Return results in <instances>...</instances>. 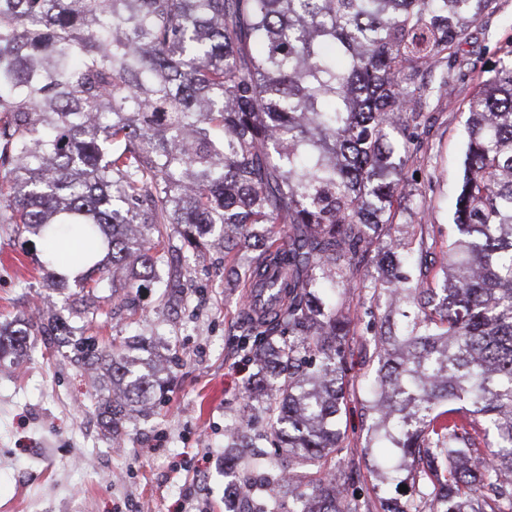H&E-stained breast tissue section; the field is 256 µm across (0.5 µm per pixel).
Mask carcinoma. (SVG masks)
<instances>
[{"label":"carcinoma","mask_w":512,"mask_h":512,"mask_svg":"<svg viewBox=\"0 0 512 512\" xmlns=\"http://www.w3.org/2000/svg\"><path fill=\"white\" fill-rule=\"evenodd\" d=\"M490 2L0 0V224L106 252L77 258L69 317L0 324V361L75 335L70 318L96 320L107 291L119 309L152 284L180 300L172 233L198 253L218 239L240 254L235 277L270 297L244 318L259 373L224 430V467L269 444L253 463L277 479L251 485L253 512H361L332 475L354 318L324 290L375 252L392 286L368 408L395 459L376 472H407L420 497L384 512H512V44L467 104L440 287L390 233L413 130ZM81 354L112 370L95 407L120 439L159 363L144 340ZM327 464L320 481L297 475Z\"/></svg>","instance_id":"1"}]
</instances>
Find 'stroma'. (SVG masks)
Segmentation results:
<instances>
[{
    "label": "stroma",
    "mask_w": 512,
    "mask_h": 512,
    "mask_svg": "<svg viewBox=\"0 0 512 512\" xmlns=\"http://www.w3.org/2000/svg\"><path fill=\"white\" fill-rule=\"evenodd\" d=\"M510 40L512 0H491L460 48L464 65L448 69L452 100L432 102V118L419 128L423 145L405 163L392 233L413 242L433 235L438 245L428 266L440 265L453 235L467 102ZM38 257L11 225L0 224V322L36 319L69 305L70 290L46 287ZM224 266L221 243L202 257L182 249L183 301L176 309L164 305L159 288H144L135 315L114 311L108 301L103 316L86 326L102 350L138 335L160 354L176 353L168 390L133 421L122 447L104 436L92 405L106 371L81 365L73 346L28 351L18 373L0 367V512H180L190 495L203 499L208 512H224V490L233 480L224 470V429L240 414L242 387L253 371L238 348L246 291L226 287ZM385 286L383 268L362 266L346 308L382 316ZM366 327L363 318L356 321L345 343L353 383L341 418L346 465L336 480L348 498L382 512L383 498L415 495L380 484L373 470L380 450L371 438L367 397L356 383L378 367L363 342Z\"/></svg>",
    "instance_id": "1"
}]
</instances>
